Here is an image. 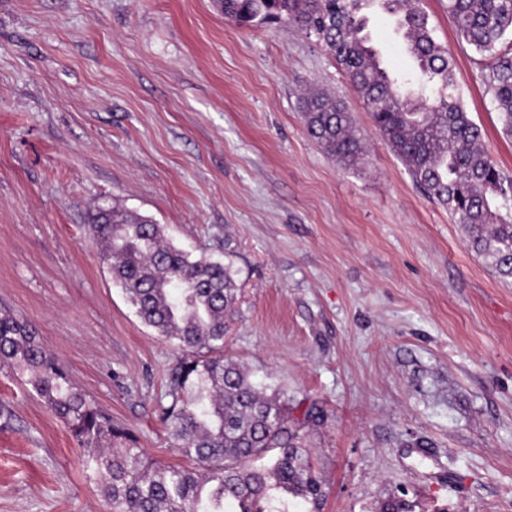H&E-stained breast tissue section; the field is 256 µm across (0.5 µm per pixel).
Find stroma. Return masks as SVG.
Returning <instances> with one entry per match:
<instances>
[{"mask_svg": "<svg viewBox=\"0 0 512 512\" xmlns=\"http://www.w3.org/2000/svg\"><path fill=\"white\" fill-rule=\"evenodd\" d=\"M465 109L512 177L490 73L448 0H422ZM386 68L413 62L370 16ZM340 100L365 154L306 131ZM116 204L192 256L232 251L224 354L280 390L324 478L320 512H512V278L467 245L376 131L336 62L288 21L219 0H0V313L19 317L145 454L183 458L160 407L173 345L137 317L85 220ZM86 451L0 369V512H111ZM303 119L309 135L337 161L350 165L362 154V141L351 130V116L330 95L307 92L303 97Z\"/></svg>", "mask_w": 512, "mask_h": 512, "instance_id": "obj_1", "label": "stroma"}]
</instances>
